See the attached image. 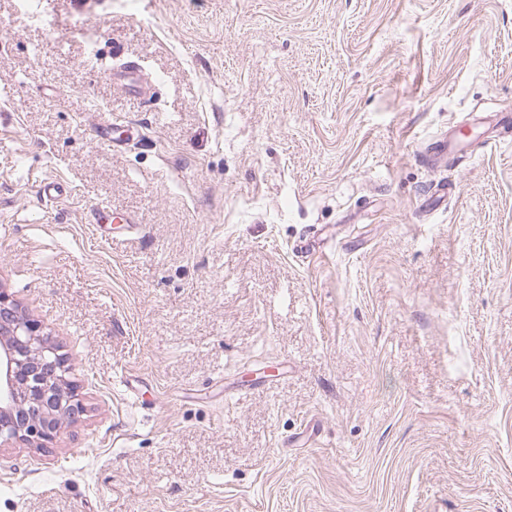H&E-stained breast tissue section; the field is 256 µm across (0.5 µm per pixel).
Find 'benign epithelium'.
<instances>
[{"mask_svg": "<svg viewBox=\"0 0 512 512\" xmlns=\"http://www.w3.org/2000/svg\"><path fill=\"white\" fill-rule=\"evenodd\" d=\"M71 365L41 324L0 289V447L24 442L49 448L65 422L85 405Z\"/></svg>", "mask_w": 512, "mask_h": 512, "instance_id": "obj_1", "label": "benign epithelium"}]
</instances>
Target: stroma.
<instances>
[{
	"instance_id": "stroma-1",
	"label": "stroma",
	"mask_w": 512,
	"mask_h": 512,
	"mask_svg": "<svg viewBox=\"0 0 512 512\" xmlns=\"http://www.w3.org/2000/svg\"><path fill=\"white\" fill-rule=\"evenodd\" d=\"M507 108L512 0H0V289L86 406L0 512H512Z\"/></svg>"
}]
</instances>
